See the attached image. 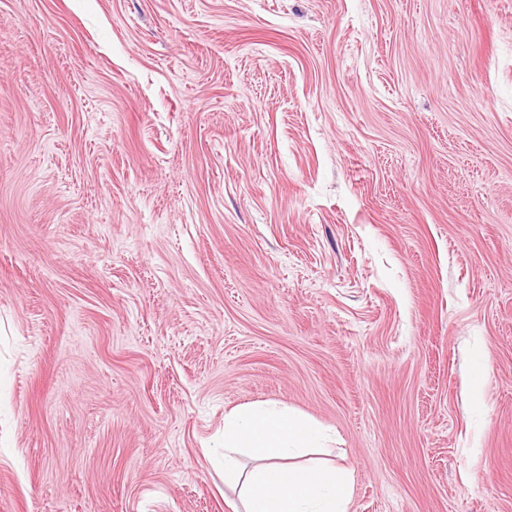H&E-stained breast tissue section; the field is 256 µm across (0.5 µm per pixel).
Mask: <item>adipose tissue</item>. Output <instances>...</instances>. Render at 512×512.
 I'll list each match as a JSON object with an SVG mask.
<instances>
[{
	"instance_id": "ef3b65f1",
	"label": "adipose tissue",
	"mask_w": 512,
	"mask_h": 512,
	"mask_svg": "<svg viewBox=\"0 0 512 512\" xmlns=\"http://www.w3.org/2000/svg\"><path fill=\"white\" fill-rule=\"evenodd\" d=\"M324 439L322 428L288 409H235L224 418V483L239 490L243 512H349L350 469L299 462ZM243 455L252 468L241 465Z\"/></svg>"
}]
</instances>
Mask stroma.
<instances>
[{"label": "stroma", "mask_w": 512, "mask_h": 512, "mask_svg": "<svg viewBox=\"0 0 512 512\" xmlns=\"http://www.w3.org/2000/svg\"><path fill=\"white\" fill-rule=\"evenodd\" d=\"M269 401L512 512V0H0V512H235Z\"/></svg>", "instance_id": "obj_1"}]
</instances>
